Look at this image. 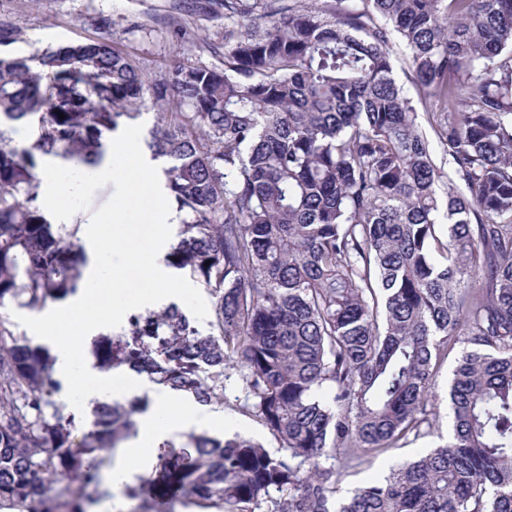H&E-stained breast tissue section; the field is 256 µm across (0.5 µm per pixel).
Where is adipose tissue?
<instances>
[{
	"instance_id": "obj_1",
	"label": "adipose tissue",
	"mask_w": 512,
	"mask_h": 512,
	"mask_svg": "<svg viewBox=\"0 0 512 512\" xmlns=\"http://www.w3.org/2000/svg\"><path fill=\"white\" fill-rule=\"evenodd\" d=\"M189 427L223 429L224 415L200 409L175 394L160 392L152 409L141 417L136 436L127 441L112 469L113 490H120L134 470L155 453L162 437Z\"/></svg>"
}]
</instances>
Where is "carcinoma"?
<instances>
[{
    "instance_id": "cac0c4a2",
    "label": "carcinoma",
    "mask_w": 512,
    "mask_h": 512,
    "mask_svg": "<svg viewBox=\"0 0 512 512\" xmlns=\"http://www.w3.org/2000/svg\"><path fill=\"white\" fill-rule=\"evenodd\" d=\"M213 4L219 68L151 81L104 37L0 55V307L39 310L82 278L78 228L39 203L40 161L99 163L149 102L146 147L183 215L168 263L209 291L215 333L175 305L134 313L93 340L97 367L201 406L234 370L235 407L288 460L240 436L164 442L130 491L142 512H512V0ZM396 38L435 142L394 77ZM20 41L0 19V47ZM453 350L448 441L338 497L353 462L431 425L433 361ZM55 362L0 316V505L17 512H88L147 409L98 403L83 427ZM141 114L140 116H138L136 119L134 120H128L126 118H121L119 120V126H118V129L112 133L114 134V137H116L121 131L122 129L127 126V125H133V124H143V131H142V135H141V140H140V144H141V148H142V151L143 153L149 158L152 160L151 158V155L149 153V151L147 150L146 148V140H148L150 138V130L152 129L154 123H155V111L150 107V104L147 106V107H144L141 109ZM112 134L109 136L108 138V141H107V150H106V154H105V157L104 159L110 155L111 156V141H112ZM155 162L157 168H158V171L160 173V175L162 176L163 178V184H164V188H165V176H164V173H163V168L165 167V163L163 162V160H152ZM165 196L167 197L168 201H169V204H170V208L173 209V210H176L174 208V206L172 205L169 197H168V193H167V190L165 188Z\"/></svg>"
}]
</instances>
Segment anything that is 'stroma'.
I'll return each mask as SVG.
<instances>
[{
	"label": "stroma",
	"mask_w": 512,
	"mask_h": 512,
	"mask_svg": "<svg viewBox=\"0 0 512 512\" xmlns=\"http://www.w3.org/2000/svg\"><path fill=\"white\" fill-rule=\"evenodd\" d=\"M180 0H0V17L17 22L24 39L9 48L10 54L28 56L64 43L108 39L116 49L148 66L150 78H161L173 62L219 65L221 58L208 51L178 43L173 28L185 19L207 42L223 43V18L201 14L178 15ZM109 19V29H102V19ZM455 365L454 357L439 363L434 402L437 416L432 426L419 437L388 451L363 457L361 464L345 470L340 483L342 492L380 479L391 468L428 452L447 440L453 417L448 397V383ZM223 437L240 435L261 441L269 454L281 458L287 451L271 437L254 417L233 410L224 412Z\"/></svg>",
	"instance_id": "obj_1"
}]
</instances>
